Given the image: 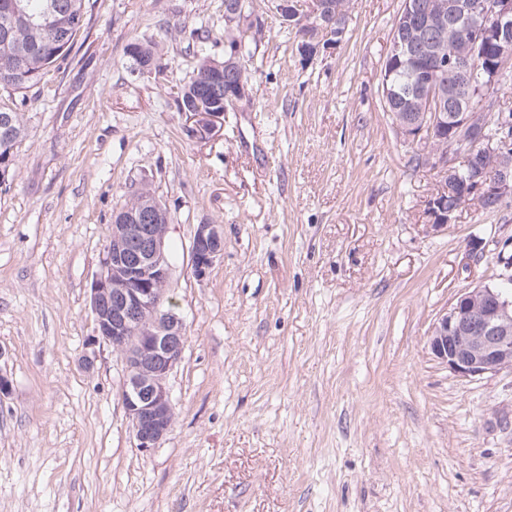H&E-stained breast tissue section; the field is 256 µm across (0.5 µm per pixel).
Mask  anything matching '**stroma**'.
<instances>
[{
    "mask_svg": "<svg viewBox=\"0 0 512 512\" xmlns=\"http://www.w3.org/2000/svg\"><path fill=\"white\" fill-rule=\"evenodd\" d=\"M85 5L63 60L0 88L26 128L0 183V512H512V373L462 377L427 346L464 289L494 283L495 254L469 243L512 235V201L427 232L437 176L410 164L381 92L401 0H350L339 42L307 62L252 0L250 97L206 141L172 87L223 60L224 0ZM136 38L162 76L132 72ZM143 186L169 211L187 328L174 423L147 453L87 302ZM200 224L224 239L201 281Z\"/></svg>",
    "mask_w": 512,
    "mask_h": 512,
    "instance_id": "35a3bbf8",
    "label": "stroma"
}]
</instances>
